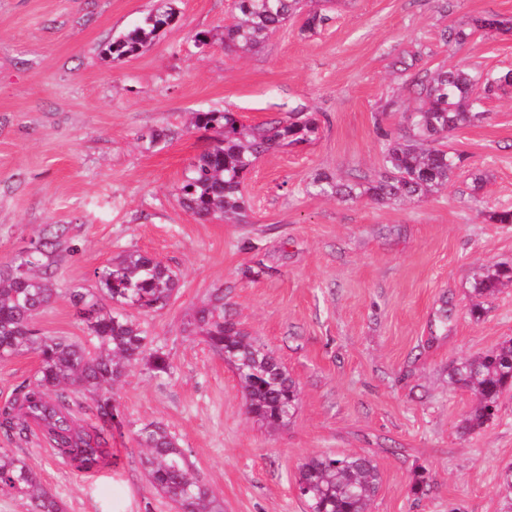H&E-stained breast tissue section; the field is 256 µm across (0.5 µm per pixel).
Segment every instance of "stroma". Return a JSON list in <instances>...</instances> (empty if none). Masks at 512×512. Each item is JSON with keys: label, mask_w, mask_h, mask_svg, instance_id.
<instances>
[{"label": "stroma", "mask_w": 512, "mask_h": 512, "mask_svg": "<svg viewBox=\"0 0 512 512\" xmlns=\"http://www.w3.org/2000/svg\"><path fill=\"white\" fill-rule=\"evenodd\" d=\"M158 3L0 0V266L50 225H65L74 245L36 318L41 335L89 343L70 291L94 287V271L122 252L156 257L179 276L164 309L132 313L172 370L156 376L141 361L115 386L126 418L112 437L115 465L87 478L2 429L0 448L26 461L63 512H178L141 463L138 431L150 423L188 452L224 512H306L294 479L319 453L373 459L372 512H503L512 389L492 422L465 433L475 397L450 385L449 371L512 338L511 286L484 299L480 319L470 315L474 277L512 262V224L490 219L512 208V87L485 100L483 123L449 134L466 160L423 201H339L310 183L321 172H381L375 114L392 98L418 105L397 58L512 69L511 31L482 30L457 47L443 40L481 16L512 19V0H340L317 33H301L299 14L248 55L194 43L195 33H223L232 0H174L172 25L112 60V39ZM227 108L247 124L303 111L321 125L311 143L257 159L238 222L199 218L179 202L215 136L191 128L192 113ZM157 130L165 136L155 141ZM219 289L228 314L298 385L280 429L247 414L234 370L188 329ZM37 367L30 352L0 361V405Z\"/></svg>", "instance_id": "stroma-1"}]
</instances>
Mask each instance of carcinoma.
<instances>
[{
	"instance_id": "obj_1",
	"label": "carcinoma",
	"mask_w": 512,
	"mask_h": 512,
	"mask_svg": "<svg viewBox=\"0 0 512 512\" xmlns=\"http://www.w3.org/2000/svg\"><path fill=\"white\" fill-rule=\"evenodd\" d=\"M303 0H234L233 21L224 26L221 43L233 51L260 50L267 38L288 18L302 10ZM176 12L171 0L151 12L135 29L113 39L107 53L116 60L139 52L147 39L170 25ZM332 17L320 9L310 11L302 32L313 33ZM475 29L450 27L444 39L452 47L465 44ZM419 58L399 59L394 67L408 86L417 90L421 104L401 115V128L392 133L382 127L383 116L398 112L400 101L389 100L375 116L381 137L383 172L378 177L335 179L320 175L311 183L318 195L342 201L368 199L376 203L421 201L448 185L462 155L448 150V133L486 118L482 99L512 86V69L495 75L466 66L418 67ZM194 125L215 130L213 146L192 163L180 187L183 208L200 218L228 219L246 208L242 183L257 158L278 147L311 141L319 133L313 112H290L284 118L245 125L237 113L198 112ZM66 228L42 232L33 251L0 269V358L32 351L39 359L33 378L18 396L0 407V427L28 429L37 423L55 456L65 458L79 471L98 469L110 456L107 448L112 426L122 424L112 391L127 368L141 359L148 342L146 331L126 308L156 311L163 308L178 287L174 272L162 262L139 251L124 252L111 265L94 271L98 293L112 301L104 312L95 294L79 288L71 296L80 317L89 324L92 345L66 337L42 336L35 325L40 310L56 295L54 270L62 253L72 251ZM512 283V267L494 265L478 275L473 293H494ZM196 327L208 346L223 355L236 372L248 413L258 422L280 426L293 416L299 400L295 381L275 354L253 344L235 320L224 315V291L211 295L196 313ZM149 369L157 374L171 370L168 355L156 349L149 354ZM450 380L471 389L477 404L462 429L482 428L498 409L503 391L512 384V340L453 367ZM94 397L100 425L80 430L71 410L72 395ZM147 450L143 465L152 487L176 503L180 512H224L223 505L192 473L185 449L158 424L138 432ZM380 483L377 465L366 456L317 454L299 466L295 486L309 512H369ZM0 494L31 500L35 512H61L55 498L41 486L24 459L0 449Z\"/></svg>"
}]
</instances>
